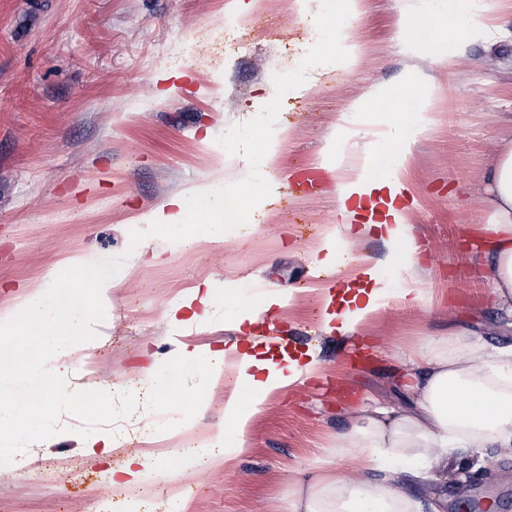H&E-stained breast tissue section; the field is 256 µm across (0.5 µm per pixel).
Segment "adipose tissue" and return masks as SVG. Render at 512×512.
<instances>
[{
  "label": "adipose tissue",
  "instance_id": "1",
  "mask_svg": "<svg viewBox=\"0 0 512 512\" xmlns=\"http://www.w3.org/2000/svg\"><path fill=\"white\" fill-rule=\"evenodd\" d=\"M422 126L416 114L394 103L390 117L380 122L379 141L385 152L362 151L353 137L339 140L335 156L339 225L328 228L319 249L322 264L336 262L338 245L350 246L378 231L389 248L388 259L405 281L398 297L411 303L420 297L415 288L418 251L411 248L412 226L408 206H397L405 190L404 174L410 146ZM383 166L384 178L370 177L372 167ZM490 196L485 231L489 248L485 258L490 271L491 294L512 317V147L505 148L487 174ZM387 192L389 203L380 222L359 223V211L377 192ZM224 189L203 183L170 198L147 218L150 224H185L203 214V229L210 241L224 239L225 224L241 222V207L224 204ZM358 273L367 287L362 296L346 300L344 307L326 313L338 333L345 334L383 308L387 285L376 266L362 264ZM239 383L251 394L249 403L229 396L224 403V446L208 454L211 465L230 464L246 450L245 432L262 404L277 390L298 383L315 371L316 361L286 359L270 365L256 355L230 346ZM416 401L412 411L375 409L363 422L336 436L331 458L317 461L311 479H300L290 512H423L424 506L404 490L411 478H427L446 471L463 453L493 448L512 455V344L488 346L468 338L466 330L449 332L432 342L413 363ZM355 455L363 477L354 481L336 466L338 458Z\"/></svg>",
  "mask_w": 512,
  "mask_h": 512
}]
</instances>
